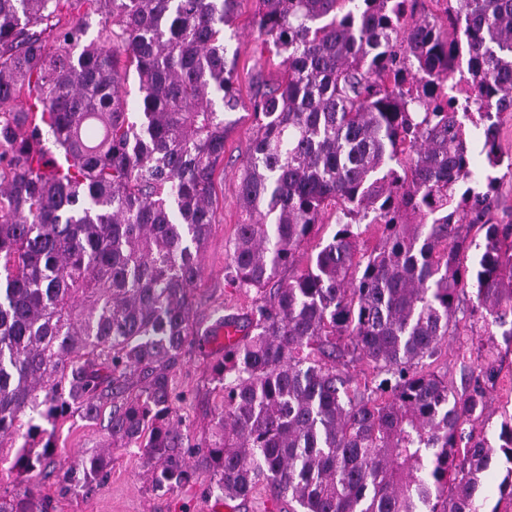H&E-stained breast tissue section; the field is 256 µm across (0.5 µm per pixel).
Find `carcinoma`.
Wrapping results in <instances>:
<instances>
[{
	"instance_id": "1",
	"label": "carcinoma",
	"mask_w": 512,
	"mask_h": 512,
	"mask_svg": "<svg viewBox=\"0 0 512 512\" xmlns=\"http://www.w3.org/2000/svg\"><path fill=\"white\" fill-rule=\"evenodd\" d=\"M238 2L0 0V462L20 433L40 450L13 467L55 468L59 423L108 404L110 445L144 449L157 487L208 472L224 497L263 485L288 512H485L478 491L503 461L512 501V417L496 447L466 430L492 362L460 388L437 371L463 323L512 345V214L498 203L512 0H444L445 25L414 18L416 0H257L253 28L284 72L251 102L224 279L265 296L203 330L191 290L237 123L224 28ZM329 207L336 230L281 280ZM366 222L382 229L371 251ZM225 326L241 336L211 366L223 408L193 453L172 372ZM111 467L108 449L84 455L59 490ZM0 512L47 504L0 494Z\"/></svg>"
}]
</instances>
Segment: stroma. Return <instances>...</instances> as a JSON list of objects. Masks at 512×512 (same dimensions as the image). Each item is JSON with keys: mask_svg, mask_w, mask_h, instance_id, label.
<instances>
[{"mask_svg": "<svg viewBox=\"0 0 512 512\" xmlns=\"http://www.w3.org/2000/svg\"><path fill=\"white\" fill-rule=\"evenodd\" d=\"M257 8L255 0H241L232 29L224 34L229 53L237 57L239 98L243 104L236 117L238 123L224 142V164L215 175L217 201L216 222L201 255L202 274L194 287L195 318L199 323H212L228 313L245 314L253 304L255 292H247L227 284L224 279L226 249L238 224L244 219L236 185L241 166L255 137V122L249 102L255 93L250 76L252 67H259L268 83L282 77L281 59L264 48L252 20ZM489 327L474 325L465 335L449 340L442 351L441 369L449 379L463 384L478 372L486 359H493L498 371L495 383L486 385V422L482 428L488 439H495L496 430L505 416L512 414V346L498 344L493 354H486ZM221 353L220 344L191 346L175 370L176 387L183 394L177 403L175 418L188 435L191 444L204 445L211 424L222 405V395L212 381L209 366ZM107 439L103 423H90L74 416L56 433V459L66 463L90 453ZM146 459L141 449L116 448L112 451V473L103 484L90 491L76 490L61 497L57 494V477L52 473L19 475L11 464L0 463V492L33 490L51 497L53 512H210L224 496L209 490L210 477L201 474L192 486L154 489L145 474Z\"/></svg>", "mask_w": 512, "mask_h": 512, "instance_id": "35a3bbf8", "label": "stroma"}]
</instances>
